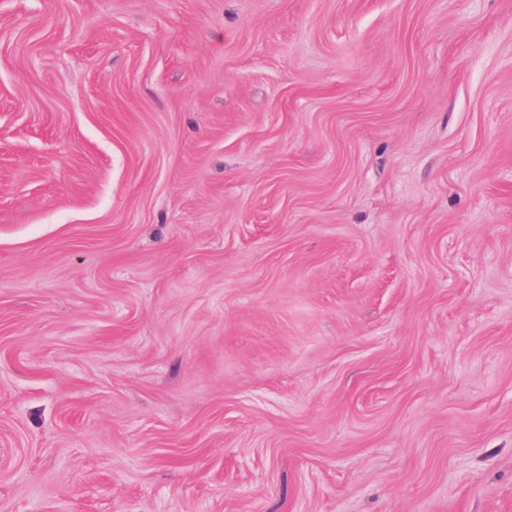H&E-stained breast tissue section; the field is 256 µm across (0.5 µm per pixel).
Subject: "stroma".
I'll use <instances>...</instances> for the list:
<instances>
[{"label":"stroma","instance_id":"stroma-1","mask_svg":"<svg viewBox=\"0 0 512 512\" xmlns=\"http://www.w3.org/2000/svg\"><path fill=\"white\" fill-rule=\"evenodd\" d=\"M0 512H512V0H0Z\"/></svg>","mask_w":512,"mask_h":512}]
</instances>
